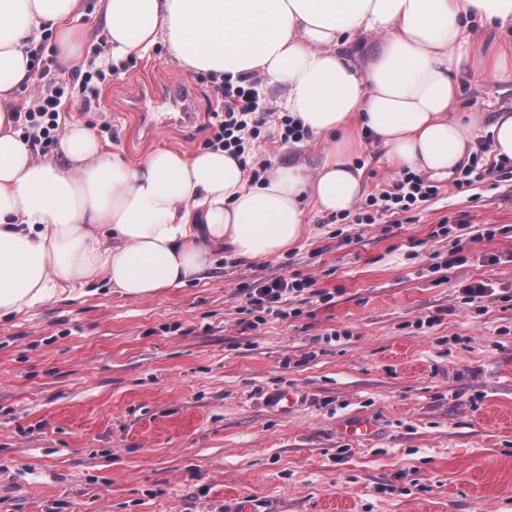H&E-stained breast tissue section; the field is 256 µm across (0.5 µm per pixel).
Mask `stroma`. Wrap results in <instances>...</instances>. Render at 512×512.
<instances>
[{
	"mask_svg": "<svg viewBox=\"0 0 512 512\" xmlns=\"http://www.w3.org/2000/svg\"><path fill=\"white\" fill-rule=\"evenodd\" d=\"M198 90L191 139L134 132L145 78ZM102 111L70 103L130 163L152 146L205 149L215 79L164 44L100 84ZM512 107V85L464 78L462 114ZM312 140H257L251 163L315 167ZM413 218L331 224L307 206L288 252L225 254L209 279L132 299L98 283L0 318V512H512V173ZM454 266H444L449 252ZM310 276L328 299L261 317L255 279ZM489 284L472 303L464 290ZM296 391L286 413L269 403ZM370 418L375 434L341 424Z\"/></svg>",
	"mask_w": 512,
	"mask_h": 512,
	"instance_id": "35a3bbf8",
	"label": "stroma"
}]
</instances>
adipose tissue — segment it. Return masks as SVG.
I'll return each mask as SVG.
<instances>
[{
    "label": "adipose tissue",
    "mask_w": 512,
    "mask_h": 512,
    "mask_svg": "<svg viewBox=\"0 0 512 512\" xmlns=\"http://www.w3.org/2000/svg\"><path fill=\"white\" fill-rule=\"evenodd\" d=\"M111 52L93 57L83 0H0V317L98 281L145 298L208 276L215 253L250 260L292 248L306 203L350 212L363 197L365 138L389 167L452 175L477 140L512 159V108L460 117L461 79L512 84V0H98ZM51 34L62 63L120 65L157 44L190 73L263 78L322 146L316 169L276 167L251 182L223 148L160 147L131 164L91 126L67 122L58 156L37 159L18 128L34 79L31 38ZM369 38L367 53L352 50Z\"/></svg>",
    "instance_id": "adipose-tissue-1"
}]
</instances>
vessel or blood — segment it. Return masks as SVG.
<instances>
[{"mask_svg":"<svg viewBox=\"0 0 512 512\" xmlns=\"http://www.w3.org/2000/svg\"><path fill=\"white\" fill-rule=\"evenodd\" d=\"M127 109L134 112L138 129L146 139L167 128L190 126L196 117L193 86L180 80L146 83Z\"/></svg>","mask_w":512,"mask_h":512,"instance_id":"vessel-or-blood-1","label":"vessel or blood"}]
</instances>
